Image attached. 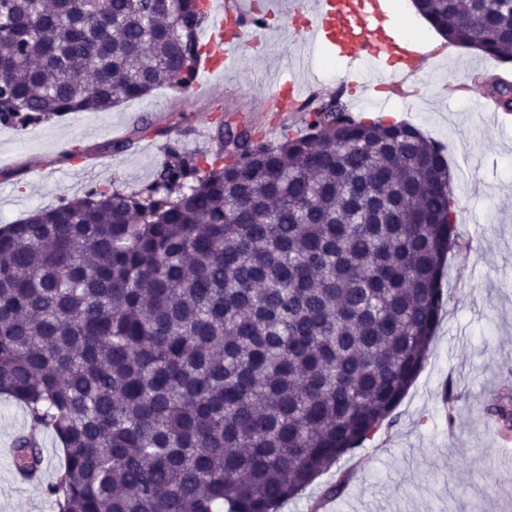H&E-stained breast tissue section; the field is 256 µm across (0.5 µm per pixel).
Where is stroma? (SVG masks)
Here are the masks:
<instances>
[{
    "label": "stroma",
    "mask_w": 512,
    "mask_h": 512,
    "mask_svg": "<svg viewBox=\"0 0 512 512\" xmlns=\"http://www.w3.org/2000/svg\"><path fill=\"white\" fill-rule=\"evenodd\" d=\"M297 0H281L280 13L264 52L244 50L233 71L203 74L207 90H155L124 102L98 124L84 117L59 116L24 127L0 124V225L32 211L112 185L130 190L149 183L164 160L166 139L181 138L187 149L206 152L217 117L255 123L259 100L274 88L273 77L295 52L291 10ZM397 37L434 51L410 79L407 97L383 93L385 110L362 99L363 119L403 121L438 142L452 174L453 199L463 210L458 240L446 260L442 289L446 305L428 358L398 405L395 423L362 447L343 456L279 512H316L320 495L338 475L348 477L332 512H512V445L497 439L484 411L491 398L512 390V122L475 111L470 99L452 97L451 86L486 91L487 82H512V63L452 44L418 20L411 0H388ZM351 67L332 47L313 48L304 75L309 85L335 90ZM167 127V137L154 126ZM133 147L113 153L116 136ZM459 398L442 402L446 381ZM27 418L14 402L0 398V512H54L45 495L60 464V451L44 435L45 466L40 483L15 480L5 450Z\"/></svg>",
    "instance_id": "stroma-1"
}]
</instances>
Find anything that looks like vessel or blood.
<instances>
[{
    "instance_id": "1",
    "label": "vessel or blood",
    "mask_w": 512,
    "mask_h": 512,
    "mask_svg": "<svg viewBox=\"0 0 512 512\" xmlns=\"http://www.w3.org/2000/svg\"><path fill=\"white\" fill-rule=\"evenodd\" d=\"M207 49L206 70L231 65L235 52L249 47L258 28L257 5L247 0H217ZM300 47L288 71L279 73L277 91L261 103L262 112H297L301 102L297 81L306 64L305 48L316 43L331 45L338 57L360 63L356 83L375 86L378 63L392 64L401 78H409L423 56L414 46L396 40L390 31L382 0H307L297 28Z\"/></svg>"
}]
</instances>
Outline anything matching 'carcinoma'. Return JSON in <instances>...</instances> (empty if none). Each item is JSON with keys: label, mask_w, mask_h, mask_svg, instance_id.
Here are the masks:
<instances>
[{"label": "carcinoma", "mask_w": 512, "mask_h": 512, "mask_svg": "<svg viewBox=\"0 0 512 512\" xmlns=\"http://www.w3.org/2000/svg\"><path fill=\"white\" fill-rule=\"evenodd\" d=\"M448 39L512 61V0H414ZM477 10L482 22L460 19ZM202 0H0V124L187 91ZM512 112V84L493 88ZM334 94L277 144L215 124L150 183L0 226V395L21 473L63 453L56 512H278L395 422L443 305L462 216L441 148ZM486 412L512 428V398Z\"/></svg>", "instance_id": "cac0c4a2"}]
</instances>
